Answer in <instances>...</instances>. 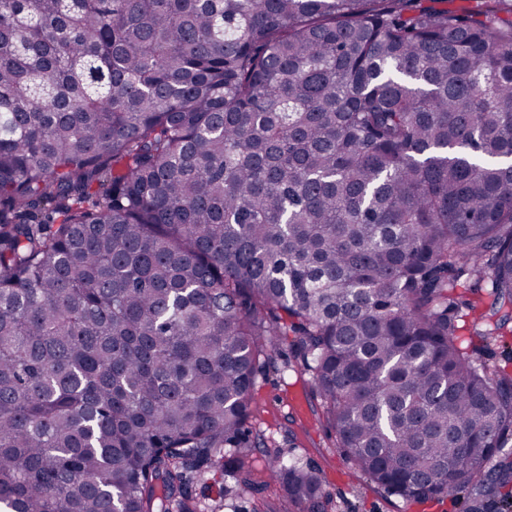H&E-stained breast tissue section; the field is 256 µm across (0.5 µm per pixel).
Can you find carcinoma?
I'll list each match as a JSON object with an SVG mask.
<instances>
[{
	"label": "carcinoma",
	"mask_w": 512,
	"mask_h": 512,
	"mask_svg": "<svg viewBox=\"0 0 512 512\" xmlns=\"http://www.w3.org/2000/svg\"><path fill=\"white\" fill-rule=\"evenodd\" d=\"M470 283L495 340L512 0H0V512H335L252 423L286 340L355 471L512 512ZM213 485V484H212ZM219 486L220 484H215L211 488L207 487L206 484H203L202 481H195L192 484L191 492L195 497L196 501L200 503L202 506L207 507L204 512H229V509H224V506L218 508L216 506V510L212 511L210 509L216 505L223 504L224 505V496L222 497V501L219 502ZM212 505V506H211Z\"/></svg>",
	"instance_id": "1"
}]
</instances>
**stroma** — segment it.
<instances>
[{"label": "stroma", "instance_id": "1", "mask_svg": "<svg viewBox=\"0 0 512 512\" xmlns=\"http://www.w3.org/2000/svg\"><path fill=\"white\" fill-rule=\"evenodd\" d=\"M254 421L268 429L285 452L318 465L325 477L324 491L336 512H462L459 502L444 500L424 504L403 501L377 490L357 473L334 446L320 401L311 393L306 374L290 370L287 356H279L256 395Z\"/></svg>", "mask_w": 512, "mask_h": 512}]
</instances>
